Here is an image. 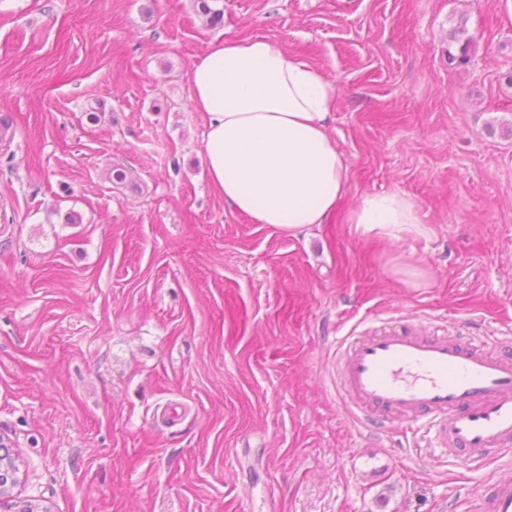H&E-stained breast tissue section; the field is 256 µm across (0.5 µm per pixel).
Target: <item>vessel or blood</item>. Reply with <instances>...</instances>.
<instances>
[{"label":"vessel or blood","mask_w":512,"mask_h":512,"mask_svg":"<svg viewBox=\"0 0 512 512\" xmlns=\"http://www.w3.org/2000/svg\"><path fill=\"white\" fill-rule=\"evenodd\" d=\"M362 413L429 426L442 456L512 457V351L459 336L386 329L354 337L339 373ZM478 512H512V481L489 480Z\"/></svg>","instance_id":"vessel-or-blood-1"}]
</instances>
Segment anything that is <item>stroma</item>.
I'll list each match as a JSON object with an SVG mask.
<instances>
[{"instance_id": "obj_1", "label": "stroma", "mask_w": 512, "mask_h": 512, "mask_svg": "<svg viewBox=\"0 0 512 512\" xmlns=\"http://www.w3.org/2000/svg\"><path fill=\"white\" fill-rule=\"evenodd\" d=\"M457 29L472 60L452 69ZM257 36L336 86L347 194L296 233L212 190L189 101L196 60ZM510 74L512 0H224L216 27L195 0H0L10 498L48 512H474L512 464L356 423L336 372L346 337L386 323L512 341ZM393 192L427 235L356 232L358 200ZM413 268L409 287L399 272Z\"/></svg>"}]
</instances>
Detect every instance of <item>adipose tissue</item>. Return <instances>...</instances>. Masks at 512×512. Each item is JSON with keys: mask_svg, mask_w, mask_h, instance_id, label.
I'll list each match as a JSON object with an SVG mask.
<instances>
[{"mask_svg": "<svg viewBox=\"0 0 512 512\" xmlns=\"http://www.w3.org/2000/svg\"><path fill=\"white\" fill-rule=\"evenodd\" d=\"M190 102L204 114L212 188L254 223L291 232L321 224L347 193V165L328 128L336 88L261 38L230 41L194 62ZM350 221L367 237L421 235L416 206L368 194Z\"/></svg>", "mask_w": 512, "mask_h": 512, "instance_id": "ef3b65f1", "label": "adipose tissue"}]
</instances>
